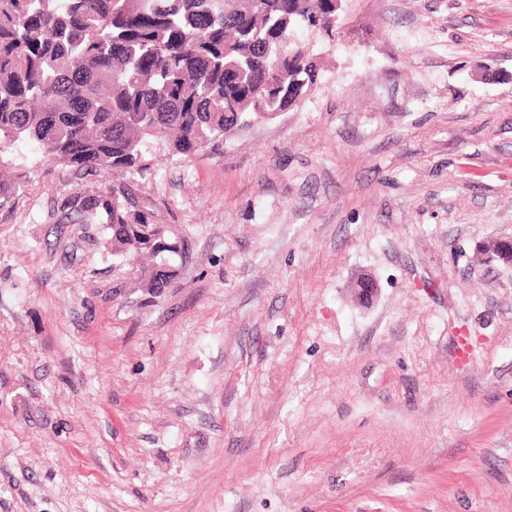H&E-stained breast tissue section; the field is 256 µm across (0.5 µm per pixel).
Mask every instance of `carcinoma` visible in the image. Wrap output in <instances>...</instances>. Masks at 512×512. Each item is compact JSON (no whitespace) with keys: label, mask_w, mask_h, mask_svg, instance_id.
Returning a JSON list of instances; mask_svg holds the SVG:
<instances>
[{"label":"carcinoma","mask_w":512,"mask_h":512,"mask_svg":"<svg viewBox=\"0 0 512 512\" xmlns=\"http://www.w3.org/2000/svg\"><path fill=\"white\" fill-rule=\"evenodd\" d=\"M301 26L332 37L336 0H0V206L19 189L18 141L78 178H112L59 194L56 212L101 225L117 254L149 255L140 288L161 293L178 241L139 204L146 154L156 141L183 159L220 153L255 104L298 106L322 69Z\"/></svg>","instance_id":"obj_1"}]
</instances>
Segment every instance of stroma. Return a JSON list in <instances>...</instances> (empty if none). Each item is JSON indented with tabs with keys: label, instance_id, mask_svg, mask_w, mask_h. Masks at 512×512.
Here are the masks:
<instances>
[{
	"label": "stroma",
	"instance_id": "obj_1",
	"mask_svg": "<svg viewBox=\"0 0 512 512\" xmlns=\"http://www.w3.org/2000/svg\"><path fill=\"white\" fill-rule=\"evenodd\" d=\"M319 86L141 202L161 297L26 142L0 206V512H512V0H346ZM378 292L358 303L355 287ZM480 251L488 262L497 260L503 262L509 267H512L511 238L487 240L481 245Z\"/></svg>",
	"mask_w": 512,
	"mask_h": 512
}]
</instances>
